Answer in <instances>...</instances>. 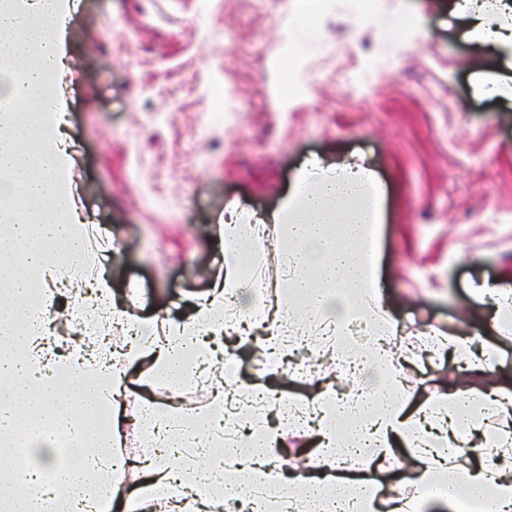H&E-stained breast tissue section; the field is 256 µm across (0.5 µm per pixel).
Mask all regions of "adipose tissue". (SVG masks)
I'll list each match as a JSON object with an SVG mask.
<instances>
[{
	"mask_svg": "<svg viewBox=\"0 0 512 512\" xmlns=\"http://www.w3.org/2000/svg\"><path fill=\"white\" fill-rule=\"evenodd\" d=\"M468 20L469 36L498 49L512 68V27L488 28L480 0H455ZM69 0H0V512H110L117 414L112 406L127 387L128 365L150 360L151 375L181 388L195 383L198 368L212 365L213 346L246 334L241 319L227 317L225 294L252 287L239 259L254 249L261 228L283 230L288 287L300 302L304 323L322 320L346 353L353 325H363L371 344L360 354L362 369L378 372L384 385L373 396L355 391L347 403L318 409L321 450L310 455L306 474L286 476L281 430L258 434L257 452L233 446L211 459L205 472L185 471L145 456L141 484L123 504L140 512L144 500L164 490L178 512H224L225 468L287 486L293 512H420L414 499L388 505L365 478L372 465L394 459L395 444L408 448L406 465L415 485L433 489L450 512H512V426L494 444L484 442L477 410L512 411V388L496 385L484 395L467 387L445 393L453 409L433 413L422 425L407 409L402 363L391 348L397 321L382 304L376 259L385 188L366 166L313 160L302 165L277 207L263 214L231 207L226 218L224 272L192 316L168 321L132 319L137 339L121 359L101 349L92 363L71 352L49 354L38 368L35 354L54 311L48 280L75 263L87 224L62 188L69 153L61 129L64 102L44 112L45 87L65 65L64 29ZM69 238L71 251L53 244ZM195 353L190 364L186 353ZM53 406L45 416V406ZM224 410L216 392L212 411H193L171 401L158 426L173 441L188 430H215ZM346 422L353 448H364L361 477L342 478L336 495L318 479L334 463L336 434L330 420Z\"/></svg>",
	"mask_w": 512,
	"mask_h": 512,
	"instance_id": "1",
	"label": "adipose tissue"
}]
</instances>
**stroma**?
I'll use <instances>...</instances> for the list:
<instances>
[{"instance_id": "1", "label": "stroma", "mask_w": 512, "mask_h": 512, "mask_svg": "<svg viewBox=\"0 0 512 512\" xmlns=\"http://www.w3.org/2000/svg\"><path fill=\"white\" fill-rule=\"evenodd\" d=\"M72 3L56 95L74 199L90 252L107 257L116 308L147 320L187 315L223 270L230 202L262 213L307 159H361L387 189L379 276L384 307L404 325L395 348H418L432 328L468 336L512 381V334L485 328L493 308L471 292L512 279V98L477 92L503 63L470 38L452 0H381L364 17L348 0ZM219 106L226 120L211 124ZM279 235L268 229L258 267L265 306L285 309ZM234 355L238 372L220 383L228 389L270 382L304 401L351 388L318 350H295L275 373L252 351ZM461 368L445 353L405 363L412 406L427 408ZM142 371L130 365L121 400L120 436L135 453L146 448V401L168 399L167 380L142 387ZM220 384L185 386L187 405L207 410Z\"/></svg>"}]
</instances>
